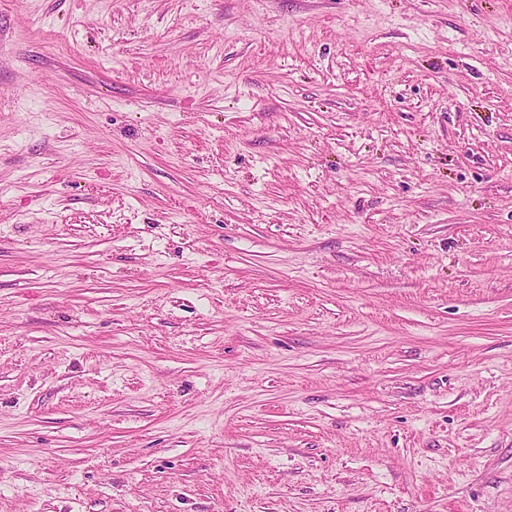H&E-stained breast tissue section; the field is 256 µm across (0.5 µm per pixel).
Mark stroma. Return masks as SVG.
Here are the masks:
<instances>
[{
  "label": "stroma",
  "instance_id": "stroma-1",
  "mask_svg": "<svg viewBox=\"0 0 512 512\" xmlns=\"http://www.w3.org/2000/svg\"><path fill=\"white\" fill-rule=\"evenodd\" d=\"M0 512H512V0H0Z\"/></svg>",
  "mask_w": 512,
  "mask_h": 512
}]
</instances>
